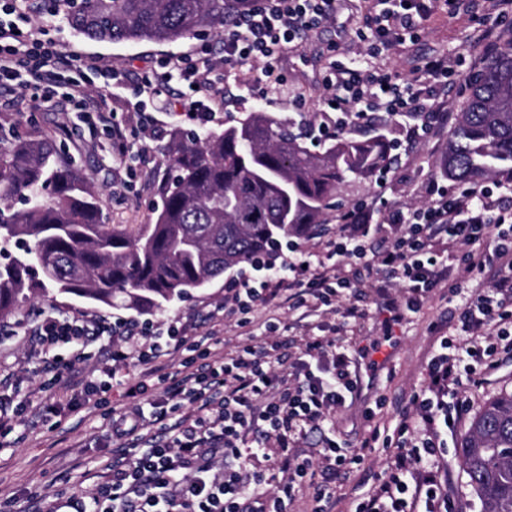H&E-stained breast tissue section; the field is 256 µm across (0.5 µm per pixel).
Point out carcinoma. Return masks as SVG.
<instances>
[{"mask_svg":"<svg viewBox=\"0 0 512 512\" xmlns=\"http://www.w3.org/2000/svg\"><path fill=\"white\" fill-rule=\"evenodd\" d=\"M246 0H89L67 11L78 34L100 42L174 43L220 30ZM371 136H340L313 151L264 112L204 135L176 133L161 205L149 224H107L99 197L45 138L0 136V314L36 296L75 295L162 310L279 241L322 223L347 182L390 163L389 119ZM463 184L512 179V36L469 83L437 159ZM458 456L481 512H512V390L491 397Z\"/></svg>","mask_w":512,"mask_h":512,"instance_id":"1","label":"carcinoma"}]
</instances>
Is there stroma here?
<instances>
[{"instance_id":"stroma-1","label":"stroma","mask_w":512,"mask_h":512,"mask_svg":"<svg viewBox=\"0 0 512 512\" xmlns=\"http://www.w3.org/2000/svg\"><path fill=\"white\" fill-rule=\"evenodd\" d=\"M28 6L32 27L47 30L49 38L62 45L64 50L97 56L105 66L130 78L142 68L157 65L170 54L191 52L196 44L192 35L175 44L94 42L68 25H55L45 0H28ZM361 21V12L355 7H348L298 52L289 54L285 63L288 83L303 96L306 109L318 106L327 65V44L334 41L347 44L349 56L358 55L359 49L351 45L350 39ZM475 27V21L468 15L434 16L421 28L409 52L392 49L383 52L379 62L389 73L402 74L408 70L412 58L444 51L457 62L456 84L464 85L472 61L481 54L480 45L473 39ZM185 90V85L170 83L160 99L152 104L151 111L161 126V133L146 135L139 141L141 161L127 188L113 182L111 169L102 162L108 145L107 137L102 134L93 137L83 131L66 105L38 111L33 107L32 90L21 87L0 89V129L21 136L34 134L50 139L63 160H75L100 193L108 223L146 224L159 198L169 163L167 145L176 131L188 127L187 122H175L164 104L176 101ZM224 102V109L216 112L207 125L208 130H223L226 123L245 118L254 111L265 112L280 121L293 111L288 97L277 90H269L266 97L256 100L242 96L231 82L224 86ZM405 136L402 125H394L392 137L399 144L398 161L390 168L386 186H378L373 178L346 185L338 196L342 209L371 203L381 197L410 208L426 205L424 185L427 179L439 173L436 161L448 139V131L439 129L409 147L404 144ZM364 291V297L355 298L354 303L368 309L369 315L349 328L343 341L353 347H370L369 357L376 363L370 395L375 400L384 399L385 404L376 409L369 420L363 416L366 402L345 406L337 412L335 424L337 429L347 433L376 428L381 435L387 436L396 429L413 392L426 382L425 367L433 352L429 324L447 322L454 306L448 301L447 287H439L419 312L408 314L406 320L388 331L376 311L377 296L373 285H365ZM223 301L224 282L218 279L209 287L175 303L167 314L200 325L202 330L212 331L223 339L224 348L228 351L234 349L246 334L262 336L264 323L270 319L286 324L285 336L296 346L305 337L320 335L322 330L337 321L333 314L301 318L299 310L290 308L288 301L283 300L259 308L246 329L241 328L233 317L217 323L209 322L208 312ZM49 307L63 312H80L92 318L126 317L157 321L162 316L147 309L91 305L73 297H41L24 303L16 312L0 315V328L11 329L16 320L26 318L37 309ZM31 349V340L26 336L0 341V379H10L15 401L27 405L24 421L0 427V512H46L48 505L58 496L91 491V473L96 471L99 462L111 458L115 452L112 443L103 436L99 412H74L66 408L40 411V402L55 391L52 375L44 369L45 361L65 363L71 358V350L68 345L61 344L51 349L48 356L41 357L32 354ZM458 444V438H450L443 459L448 471V495L454 502V512H480L479 501L459 462ZM386 458L385 448H373L366 453L357 472L349 479L337 482L339 505L336 512H353L356 500L367 491L366 480L383 472Z\"/></svg>"}]
</instances>
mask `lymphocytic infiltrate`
<instances>
[{
    "instance_id": "f902f5d3",
    "label": "lymphocytic infiltrate",
    "mask_w": 512,
    "mask_h": 512,
    "mask_svg": "<svg viewBox=\"0 0 512 512\" xmlns=\"http://www.w3.org/2000/svg\"><path fill=\"white\" fill-rule=\"evenodd\" d=\"M367 14L355 32L367 43L368 59L342 61L337 44L327 47L320 115L311 129L318 139L360 125L371 112L408 119L410 138L424 139L453 113L445 98L454 67L447 54L436 53L412 66L403 80L377 66L383 50H406L419 29L436 13L459 14L465 0H366ZM345 0H248V6L224 27V60L215 63L208 40L194 54L169 57L160 68L144 70L133 83L102 66L93 56L64 52L55 41L28 29L25 0H0V87L33 88L36 107H46L63 92L75 117L90 133L112 137V171L120 181L133 178L140 134L153 123L150 99L170 82L192 87L179 104V115L196 126L207 125L224 107V90L216 74L241 75L260 63L259 74L245 80L254 99L269 89H287L281 62L322 27ZM99 80L125 97L136 123L117 121L105 98L90 94ZM426 206L403 209L360 205L345 212L334 239L323 253L305 249L294 239L267 258L255 259L225 285L224 315H248L283 295L295 298L307 313L320 311L344 294H357L359 279L346 266L395 282L401 298H383L385 329L418 312L440 283L449 297H462L453 334L432 324L436 349L427 363V384L412 397V409L397 428L387 467L355 512H451L448 474L440 467L448 435L468 414L460 394L463 383L479 386L504 360H512V182H474L448 188L429 179ZM492 247H484V240ZM480 279L465 289L463 276ZM366 309L348 305L340 312L333 337L308 338L294 355H283L277 323H266V339L246 341L234 353L217 355L218 337L209 346L194 343L189 325L178 319L154 324L118 319L90 320L84 315L45 310L25 328L43 351L72 345V363L56 380L70 409L107 405L120 383L119 365L129 358L144 364L141 381L131 386L127 403L112 408L104 429L120 447L97 475L93 492L56 501L48 512H294L304 489H311L313 512H333L330 487L339 474L350 475L374 448L378 430L364 433L361 450L348 451L336 437L335 413L356 400V368L368 348L350 349L340 335L365 319ZM124 338L127 350L114 347ZM113 345L115 367L102 380L76 379L85 348L98 341ZM191 350L180 376L168 391L183 408L176 419L148 409L143 395L162 355ZM318 436V453L305 450ZM322 482H313L314 470ZM278 484L279 493L268 490Z\"/></svg>"
}]
</instances>
